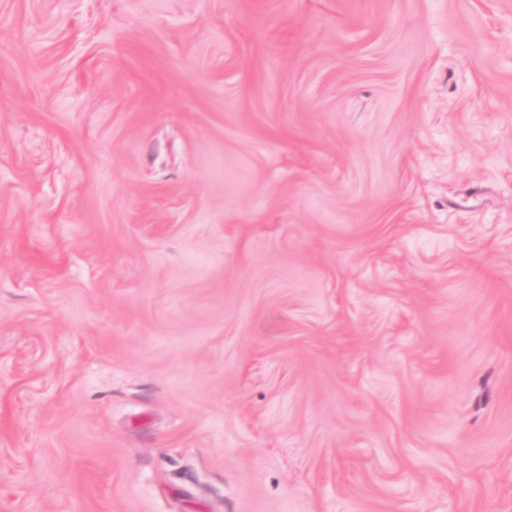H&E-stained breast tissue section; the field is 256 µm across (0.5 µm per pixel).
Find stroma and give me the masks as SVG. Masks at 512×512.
Returning <instances> with one entry per match:
<instances>
[{
	"label": "stroma",
	"mask_w": 512,
	"mask_h": 512,
	"mask_svg": "<svg viewBox=\"0 0 512 512\" xmlns=\"http://www.w3.org/2000/svg\"><path fill=\"white\" fill-rule=\"evenodd\" d=\"M0 512H512V0H0Z\"/></svg>",
	"instance_id": "35a3bbf8"
}]
</instances>
